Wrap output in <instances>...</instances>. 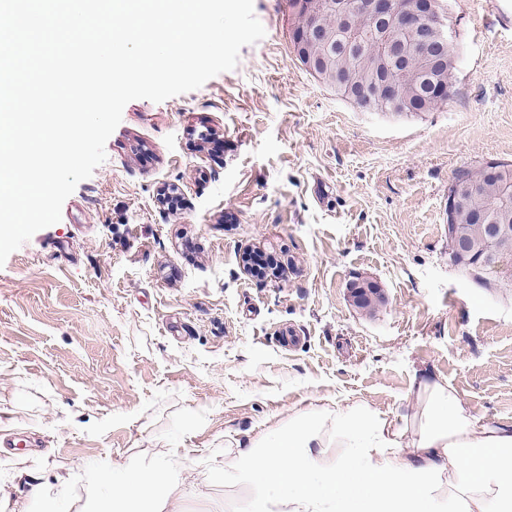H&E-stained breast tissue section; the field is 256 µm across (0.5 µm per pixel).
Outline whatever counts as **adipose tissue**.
<instances>
[{
    "label": "adipose tissue",
    "mask_w": 512,
    "mask_h": 512,
    "mask_svg": "<svg viewBox=\"0 0 512 512\" xmlns=\"http://www.w3.org/2000/svg\"><path fill=\"white\" fill-rule=\"evenodd\" d=\"M178 449L90 479L86 512H181ZM224 482L244 505L214 512H512V424L483 423L438 376L414 373L399 411L345 400L258 434L229 433Z\"/></svg>",
    "instance_id": "obj_1"
}]
</instances>
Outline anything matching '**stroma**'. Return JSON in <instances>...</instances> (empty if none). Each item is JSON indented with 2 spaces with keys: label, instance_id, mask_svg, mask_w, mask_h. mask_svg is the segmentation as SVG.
I'll return each mask as SVG.
<instances>
[{
  "label": "stroma",
  "instance_id": "stroma-1",
  "mask_svg": "<svg viewBox=\"0 0 512 512\" xmlns=\"http://www.w3.org/2000/svg\"><path fill=\"white\" fill-rule=\"evenodd\" d=\"M446 9L454 94L431 112H366L315 79L286 0H254L266 35L233 70L125 106L68 218L0 266V512H34L18 468L76 512L87 476L170 448L183 512H209L245 495L228 430L345 399L394 412L421 370L512 423V287L452 265L445 232L455 173L512 161V24L490 0ZM248 249L278 280L243 271ZM361 279L374 312L348 301Z\"/></svg>",
  "mask_w": 512,
  "mask_h": 512
}]
</instances>
